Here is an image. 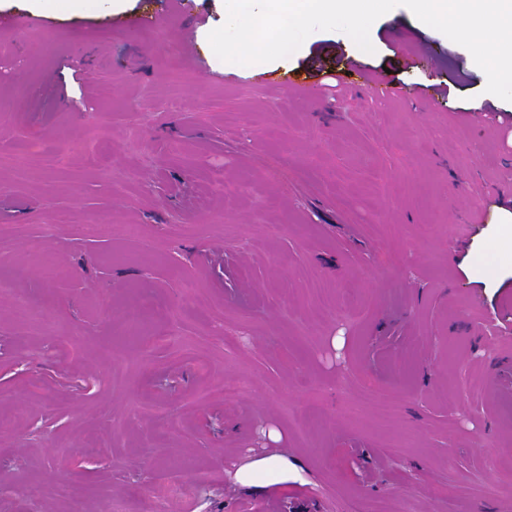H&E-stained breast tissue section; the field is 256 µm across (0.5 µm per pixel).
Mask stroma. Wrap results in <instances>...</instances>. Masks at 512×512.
<instances>
[{"label": "stroma", "mask_w": 512, "mask_h": 512, "mask_svg": "<svg viewBox=\"0 0 512 512\" xmlns=\"http://www.w3.org/2000/svg\"><path fill=\"white\" fill-rule=\"evenodd\" d=\"M183 4L0 26V512H512V102L403 6L363 58L396 96L310 99ZM251 452L303 482L233 483Z\"/></svg>", "instance_id": "obj_1"}]
</instances>
